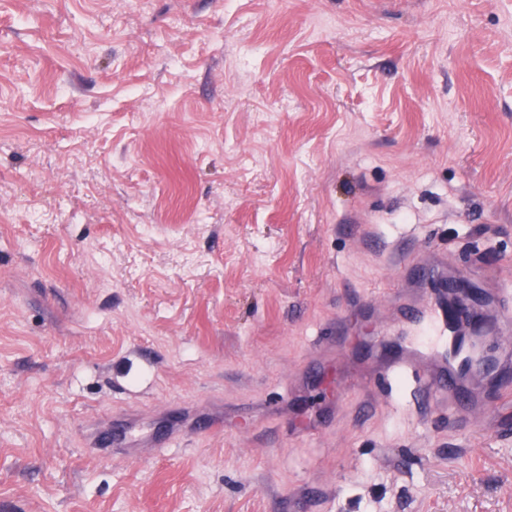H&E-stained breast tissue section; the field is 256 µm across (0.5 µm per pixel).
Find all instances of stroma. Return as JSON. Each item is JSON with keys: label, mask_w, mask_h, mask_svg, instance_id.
<instances>
[{"label": "stroma", "mask_w": 512, "mask_h": 512, "mask_svg": "<svg viewBox=\"0 0 512 512\" xmlns=\"http://www.w3.org/2000/svg\"><path fill=\"white\" fill-rule=\"evenodd\" d=\"M431 254L512 291V0H0V512H512V404L371 384ZM201 415L186 414L181 408L170 406L149 417L142 414H108L100 416L90 423L85 432L88 448H94L107 456L129 455L135 448H171L184 435L209 432L215 423L208 418L201 421ZM150 421L148 426L141 422ZM157 421L165 425L156 428Z\"/></svg>", "instance_id": "stroma-1"}]
</instances>
